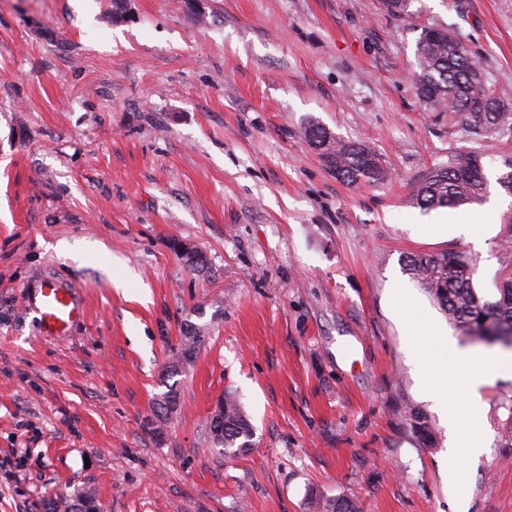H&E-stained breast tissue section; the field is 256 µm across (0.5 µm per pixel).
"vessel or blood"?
Masks as SVG:
<instances>
[{
	"mask_svg": "<svg viewBox=\"0 0 512 512\" xmlns=\"http://www.w3.org/2000/svg\"><path fill=\"white\" fill-rule=\"evenodd\" d=\"M25 305L37 314L42 332L50 336L65 335L85 313V307L73 289L62 287L50 279L28 293Z\"/></svg>",
	"mask_w": 512,
	"mask_h": 512,
	"instance_id": "b4317fda",
	"label": "vessel or blood"
}]
</instances>
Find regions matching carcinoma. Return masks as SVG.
Returning a JSON list of instances; mask_svg holds the SVG:
<instances>
[{
  "label": "carcinoma",
  "mask_w": 512,
  "mask_h": 512,
  "mask_svg": "<svg viewBox=\"0 0 512 512\" xmlns=\"http://www.w3.org/2000/svg\"><path fill=\"white\" fill-rule=\"evenodd\" d=\"M416 50L419 71L414 80L425 104L441 108L485 133L512 125V114L502 111L481 68L450 30L422 29ZM304 136L340 179L374 183L386 177L378 154L369 145L337 139L316 122L304 127ZM481 159L482 154L472 149L454 151L448 163L433 167L415 185L413 204L430 210L481 201L487 190ZM405 269L462 335L488 344L512 343L511 276L496 284L492 296L485 298L473 288L471 264L456 253L408 256ZM404 413L414 442L425 448L434 447L438 442L437 431L428 417L414 406L405 407ZM253 436L254 427L237 395L225 392L223 421L218 426L208 424L210 446L236 456L252 447ZM310 504L317 512H360L356 503L345 496L313 495ZM91 509L79 497L74 505L54 501L49 504L48 512H91Z\"/></svg>",
  "instance_id": "obj_1"
}]
</instances>
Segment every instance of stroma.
Wrapping results in <instances>:
<instances>
[{
  "mask_svg": "<svg viewBox=\"0 0 512 512\" xmlns=\"http://www.w3.org/2000/svg\"><path fill=\"white\" fill-rule=\"evenodd\" d=\"M0 0V512L92 492L101 512H512V374L483 390L482 452L448 432L430 359L472 342L403 269L477 261L480 295L512 271V126L478 136L414 83L426 26L451 28L512 113V0ZM315 121L379 155L348 183L308 144ZM482 153V202L422 211L416 181ZM200 251L188 268L172 245ZM50 276L87 315L43 335L25 295ZM203 341L163 432L153 406L187 328ZM436 329L454 342L418 344ZM253 447L206 442L225 391ZM439 432L422 448L399 409ZM310 504L317 512H360L354 501L345 497H323L312 495Z\"/></svg>",
  "mask_w": 512,
  "mask_h": 512,
  "instance_id": "stroma-1",
  "label": "stroma"
}]
</instances>
